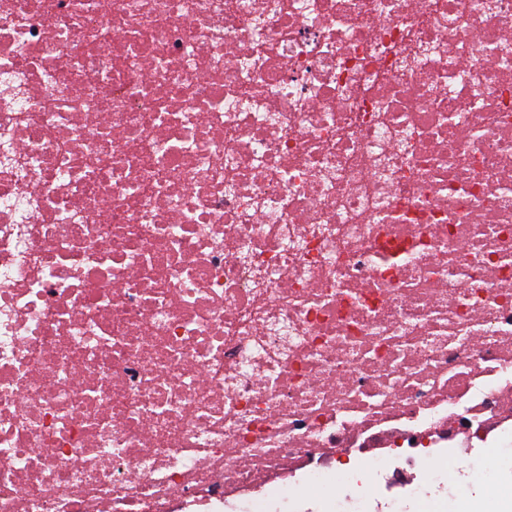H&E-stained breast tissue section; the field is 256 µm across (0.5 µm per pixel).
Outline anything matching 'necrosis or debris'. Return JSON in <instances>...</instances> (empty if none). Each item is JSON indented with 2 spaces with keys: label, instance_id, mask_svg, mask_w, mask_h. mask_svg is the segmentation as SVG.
<instances>
[{
  "label": "necrosis or debris",
  "instance_id": "obj_1",
  "mask_svg": "<svg viewBox=\"0 0 512 512\" xmlns=\"http://www.w3.org/2000/svg\"><path fill=\"white\" fill-rule=\"evenodd\" d=\"M512 471V0H0V512H447ZM464 464L478 475L481 482L473 489L462 488L458 491L455 495L457 498L451 502L452 509L455 511L447 512L466 510L472 502L469 498L481 491L488 492L494 490L510 478L508 471L503 470L497 463H494L488 453L480 450H474L467 456Z\"/></svg>",
  "mask_w": 512,
  "mask_h": 512
}]
</instances>
